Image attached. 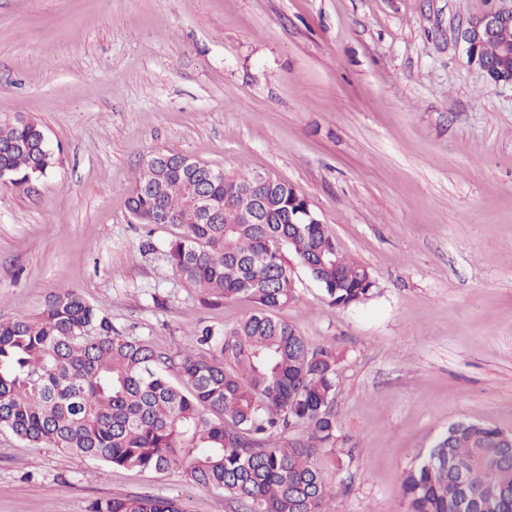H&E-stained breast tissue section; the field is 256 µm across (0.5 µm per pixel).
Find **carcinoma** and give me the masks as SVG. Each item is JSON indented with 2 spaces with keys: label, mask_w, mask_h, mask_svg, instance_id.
I'll return each instance as SVG.
<instances>
[{
  "label": "carcinoma",
  "mask_w": 512,
  "mask_h": 512,
  "mask_svg": "<svg viewBox=\"0 0 512 512\" xmlns=\"http://www.w3.org/2000/svg\"><path fill=\"white\" fill-rule=\"evenodd\" d=\"M512 47V27L479 49L484 64ZM42 125L0 123L8 154L6 184L27 190L28 177L56 166ZM185 158L149 157L129 191L133 219L180 229L169 243L175 272L205 303L245 297L252 313L223 329L205 326L199 352L172 355L120 334L104 308L70 289L48 295L39 313L0 322V430L34 446H51L95 462L185 477L246 512H330L336 496L320 464L335 452L333 404L341 354L313 345L275 312L298 300L290 260L336 307L374 294L365 265L341 253L326 224H309L307 199L283 181L270 190L266 223L246 215L245 189L256 174L208 180V170L179 171ZM206 184L223 202L224 223L205 224L197 193ZM500 489L495 512H512V463L504 431L458 421L403 476L408 512H481L488 482ZM91 512H186L152 495L98 500Z\"/></svg>",
  "instance_id": "1"
}]
</instances>
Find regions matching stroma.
Returning <instances> with one entry per match:
<instances>
[{
  "label": "stroma",
  "instance_id": "obj_1",
  "mask_svg": "<svg viewBox=\"0 0 512 512\" xmlns=\"http://www.w3.org/2000/svg\"><path fill=\"white\" fill-rule=\"evenodd\" d=\"M501 0H0V121L40 122L61 164L0 186V321L58 288L170 354L253 305H205L178 230L127 208L145 158L268 173L307 198L375 295L334 307L302 267L279 311L343 354L331 512H407L401 487L449 424L512 433V86L458 40ZM149 494L244 512L181 473L95 464L0 431V512H88Z\"/></svg>",
  "mask_w": 512,
  "mask_h": 512
}]
</instances>
